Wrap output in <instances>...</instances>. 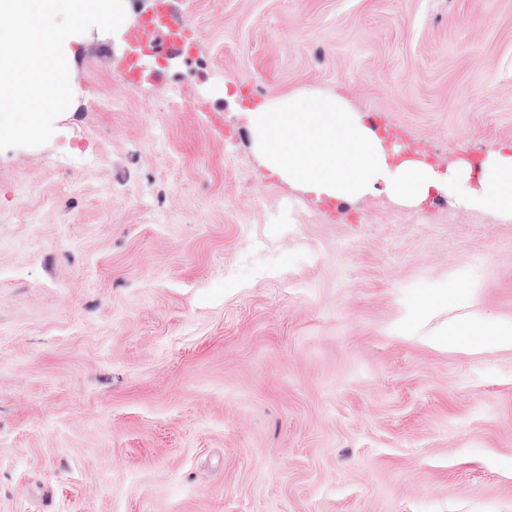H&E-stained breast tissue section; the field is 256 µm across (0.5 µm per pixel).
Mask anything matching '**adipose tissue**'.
<instances>
[{
	"label": "adipose tissue",
	"instance_id": "obj_1",
	"mask_svg": "<svg viewBox=\"0 0 512 512\" xmlns=\"http://www.w3.org/2000/svg\"><path fill=\"white\" fill-rule=\"evenodd\" d=\"M246 120L263 165L316 200L353 203L382 192L415 208L437 193L458 207L512 222V151L492 149L479 164L462 158L441 171L381 136L327 90L272 98L247 110ZM469 338L512 350V323L475 314L449 322L438 334L452 346Z\"/></svg>",
	"mask_w": 512,
	"mask_h": 512
}]
</instances>
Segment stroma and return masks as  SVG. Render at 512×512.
Returning a JSON list of instances; mask_svg holds the SVG:
<instances>
[{
  "label": "stroma",
  "mask_w": 512,
  "mask_h": 512,
  "mask_svg": "<svg viewBox=\"0 0 512 512\" xmlns=\"http://www.w3.org/2000/svg\"><path fill=\"white\" fill-rule=\"evenodd\" d=\"M170 6L181 55L69 37L52 138L0 151V512H512V351L431 338L512 321V223L317 201L244 115L333 90L442 170L512 148V0ZM467 293L468 290L464 285L439 291L427 300L418 301L404 320L407 323L424 320L430 316L436 307L446 305L448 302L462 301L466 298Z\"/></svg>",
  "instance_id": "1"
}]
</instances>
